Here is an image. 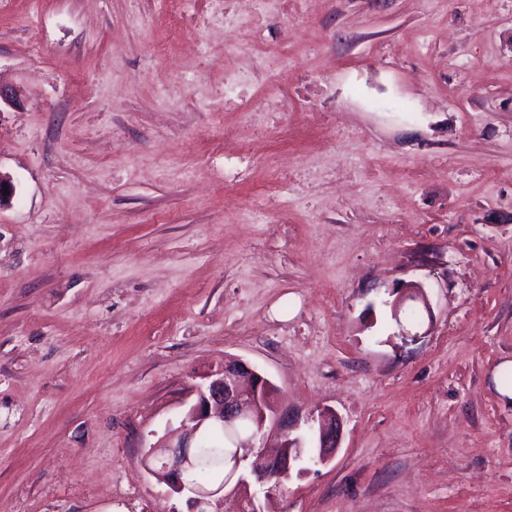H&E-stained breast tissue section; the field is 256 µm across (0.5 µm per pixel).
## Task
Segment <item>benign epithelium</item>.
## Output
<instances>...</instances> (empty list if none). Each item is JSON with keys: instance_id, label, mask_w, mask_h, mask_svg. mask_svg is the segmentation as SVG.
<instances>
[{"instance_id": "benign-epithelium-1", "label": "benign epithelium", "mask_w": 512, "mask_h": 512, "mask_svg": "<svg viewBox=\"0 0 512 512\" xmlns=\"http://www.w3.org/2000/svg\"><path fill=\"white\" fill-rule=\"evenodd\" d=\"M422 304L427 316H432L424 288L412 284L400 289V296L392 304L395 320L405 311L406 303ZM274 386L262 373L246 362L229 358L224 360L223 370L206 388L198 392L196 403L190 407L185 423L171 434L170 442L163 446V456L155 458V448L147 454V468L158 482L172 494L189 493L190 512H208L210 499L225 491L238 497L239 512H260L256 505V492L252 484L264 487L281 472H290L293 464L307 458L314 463H326L339 447L342 422L335 412L324 411L318 420L313 439L307 443L290 437L295 424L283 416L277 420V428L283 436L278 452L265 459L261 466L247 470L246 462L255 452L251 439H238L234 450L224 459V481L216 486L195 482L192 471L197 459L199 435L208 429L234 430L243 420H251L263 432L268 415L274 412Z\"/></svg>"}]
</instances>
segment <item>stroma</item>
<instances>
[{
	"label": "stroma",
	"mask_w": 512,
	"mask_h": 512,
	"mask_svg": "<svg viewBox=\"0 0 512 512\" xmlns=\"http://www.w3.org/2000/svg\"><path fill=\"white\" fill-rule=\"evenodd\" d=\"M0 86V512H189L228 357L343 425L264 512H512V0H0ZM400 296L397 300L392 304L393 307V315L397 322L401 323L400 313H404L406 303L408 301H412L414 303H421L422 310L426 312L428 318H432V310L431 306L428 302L427 295L424 291V288L420 284H412L410 286H405L400 289Z\"/></svg>",
	"instance_id": "35a3bbf8"
}]
</instances>
